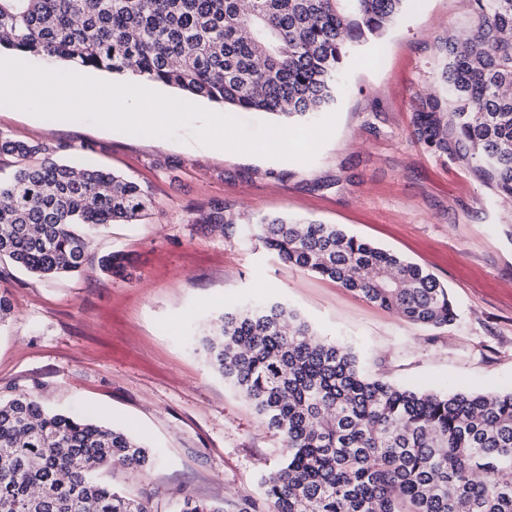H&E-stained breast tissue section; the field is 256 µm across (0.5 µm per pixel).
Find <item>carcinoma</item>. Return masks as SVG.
<instances>
[{
  "instance_id": "carcinoma-1",
  "label": "carcinoma",
  "mask_w": 512,
  "mask_h": 512,
  "mask_svg": "<svg viewBox=\"0 0 512 512\" xmlns=\"http://www.w3.org/2000/svg\"><path fill=\"white\" fill-rule=\"evenodd\" d=\"M410 0H0V48L160 82L187 98L260 112L292 126L336 104L360 49L378 51ZM474 33L440 43V92L419 99L413 135L470 156L512 197V0H468ZM35 146L0 137L15 169L0 178V260L53 278L83 266L89 233L137 224L141 186L91 164L38 162ZM201 223L245 232L215 205ZM255 231L290 266L367 302L441 328L448 289L400 256L336 224L265 217ZM210 365L282 441L261 498L233 512H512V392L439 393L368 376L357 356L318 339L279 303L210 320ZM155 456L127 432L45 409L30 394L0 399V512H153L101 471H146ZM176 512H227L189 495Z\"/></svg>"
}]
</instances>
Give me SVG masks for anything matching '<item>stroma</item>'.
Wrapping results in <instances>:
<instances>
[{"label": "stroma", "instance_id": "35a3bbf8", "mask_svg": "<svg viewBox=\"0 0 512 512\" xmlns=\"http://www.w3.org/2000/svg\"><path fill=\"white\" fill-rule=\"evenodd\" d=\"M472 26L468 0H409L379 51L347 63L334 130L308 163L0 107V135L121 174L153 199L140 223L94 230L73 275L42 278L0 260L12 304L0 324V398L28 393L142 438L158 462L108 479L174 512L185 495L221 505L257 495L281 458L279 437L194 340L226 307L284 303L396 385L512 391V198L412 135L416 97L440 88L437 44ZM214 203L239 224L285 215L339 225L434 274L457 319L413 323L286 265L256 235L227 239L197 221ZM111 253L125 257L123 274L103 270Z\"/></svg>", "mask_w": 512, "mask_h": 512}]
</instances>
